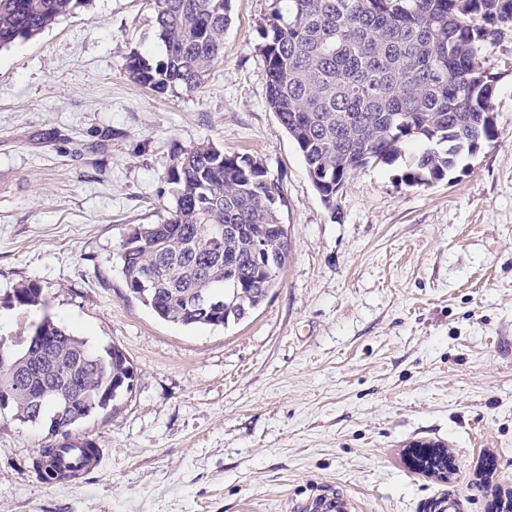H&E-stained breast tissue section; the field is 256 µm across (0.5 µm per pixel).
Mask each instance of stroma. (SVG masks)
<instances>
[{
    "instance_id": "35a3bbf8",
    "label": "stroma",
    "mask_w": 512,
    "mask_h": 512,
    "mask_svg": "<svg viewBox=\"0 0 512 512\" xmlns=\"http://www.w3.org/2000/svg\"><path fill=\"white\" fill-rule=\"evenodd\" d=\"M273 0H231L224 58L196 91L131 81L165 54L152 0H93L0 50V337L51 317L136 371L118 410L71 436L102 467L48 485L49 420L0 411V512H496L512 495V27L481 55L497 134L441 181L401 182L419 153L352 174L323 203L267 105L259 51ZM213 142L281 190L291 255L260 309L227 328L159 320L117 254L175 204L167 172ZM37 284L43 307L19 308ZM441 447L447 476L419 470Z\"/></svg>"
}]
</instances>
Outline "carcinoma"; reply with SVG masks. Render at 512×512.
Listing matches in <instances>:
<instances>
[{"label": "carcinoma", "instance_id": "cac0c4a2", "mask_svg": "<svg viewBox=\"0 0 512 512\" xmlns=\"http://www.w3.org/2000/svg\"><path fill=\"white\" fill-rule=\"evenodd\" d=\"M165 55L133 51L130 78L158 94L199 88L224 57L229 0H153ZM274 0L259 50L267 105L297 145L309 178L332 208L350 176L391 164L409 141L424 145L400 179H444L459 158L496 133L485 119L494 80L479 55L499 33L512 0ZM90 0H0V48L27 41ZM174 208L160 224L129 229L120 245L129 294L159 319L226 327L258 309L288 262L280 188L264 166L213 143L180 151L167 172ZM235 232L209 240L216 226ZM20 307L46 305L41 290H15ZM0 350V410L36 423L53 409L61 440L40 456L72 448V426L132 392L134 370L112 346L87 342L44 317Z\"/></svg>", "mask_w": 512, "mask_h": 512}]
</instances>
